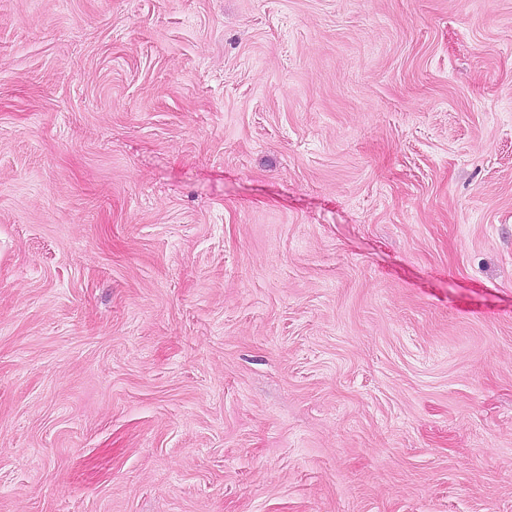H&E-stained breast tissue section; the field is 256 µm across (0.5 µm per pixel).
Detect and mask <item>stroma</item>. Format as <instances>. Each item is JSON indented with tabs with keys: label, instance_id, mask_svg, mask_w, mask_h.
Wrapping results in <instances>:
<instances>
[{
	"label": "stroma",
	"instance_id": "stroma-1",
	"mask_svg": "<svg viewBox=\"0 0 512 512\" xmlns=\"http://www.w3.org/2000/svg\"><path fill=\"white\" fill-rule=\"evenodd\" d=\"M0 512H512V0H0Z\"/></svg>",
	"mask_w": 512,
	"mask_h": 512
}]
</instances>
